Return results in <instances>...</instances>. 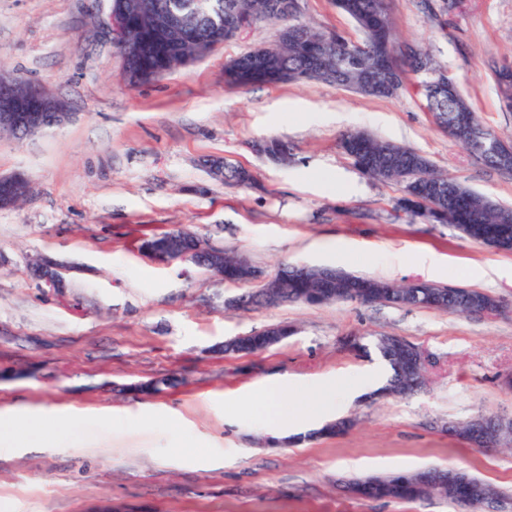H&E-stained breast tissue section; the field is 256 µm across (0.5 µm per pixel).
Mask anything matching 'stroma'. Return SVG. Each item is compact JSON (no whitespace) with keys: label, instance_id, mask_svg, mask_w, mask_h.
<instances>
[{"label":"stroma","instance_id":"35a3bbf8","mask_svg":"<svg viewBox=\"0 0 512 512\" xmlns=\"http://www.w3.org/2000/svg\"><path fill=\"white\" fill-rule=\"evenodd\" d=\"M399 44L418 45L452 78L482 124L512 143V111L495 68L512 66V0H387ZM300 19L359 40L334 0H301ZM257 24L191 65L129 86L112 39L108 0H0V66L65 102L68 119L30 138L0 136V174H25L29 196L0 209V409L47 412L39 437L0 449V512H458L438 499L367 500L343 480L454 467L512 497V451L468 445L442 422L512 418V252L453 227L412 220L398 184L360 170L340 147L363 131L412 148L490 199L512 206V174L485 166L434 122L406 74L395 96L365 97L326 83L237 88L230 60L270 43ZM288 142L287 161L253 142ZM226 157L255 177L229 187L205 162ZM185 227L266 273L283 264L343 269L402 282L481 290L497 315L343 302L242 311L245 287L209 272L150 259L143 235ZM47 256L68 266L63 289L31 277ZM271 325L292 334L257 354L225 355L224 342ZM399 336L430 356L429 384L399 398L353 396L379 387L377 353L345 351ZM174 379L160 392L141 383ZM286 384L288 416L331 422L272 434L263 392ZM336 403L321 405V390ZM154 415L139 432L99 415ZM84 425L61 433L56 414Z\"/></svg>","mask_w":512,"mask_h":512}]
</instances>
